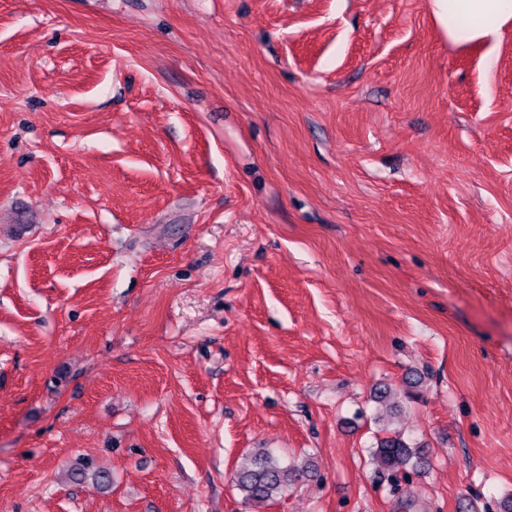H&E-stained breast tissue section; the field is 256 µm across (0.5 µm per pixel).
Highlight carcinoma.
Returning <instances> with one entry per match:
<instances>
[{
  "mask_svg": "<svg viewBox=\"0 0 512 512\" xmlns=\"http://www.w3.org/2000/svg\"><path fill=\"white\" fill-rule=\"evenodd\" d=\"M378 467L390 476H406L420 464V452L400 436L382 438L373 450ZM307 465H282L269 451L253 454L248 463L234 474L233 481L246 501L268 502L288 491L300 476L307 473Z\"/></svg>",
  "mask_w": 512,
  "mask_h": 512,
  "instance_id": "obj_1",
  "label": "carcinoma"
}]
</instances>
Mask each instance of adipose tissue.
I'll return each instance as SVG.
<instances>
[{"label": "adipose tissue", "mask_w": 512, "mask_h": 512, "mask_svg": "<svg viewBox=\"0 0 512 512\" xmlns=\"http://www.w3.org/2000/svg\"><path fill=\"white\" fill-rule=\"evenodd\" d=\"M429 6L450 45L477 44L489 57L512 24V0H429Z\"/></svg>", "instance_id": "ef3b65f1"}]
</instances>
